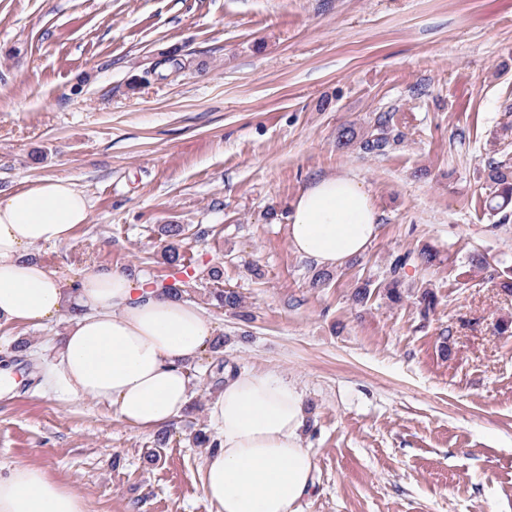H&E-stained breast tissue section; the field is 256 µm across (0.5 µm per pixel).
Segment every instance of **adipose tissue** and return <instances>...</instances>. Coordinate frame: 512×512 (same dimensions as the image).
<instances>
[{"instance_id": "1", "label": "adipose tissue", "mask_w": 512, "mask_h": 512, "mask_svg": "<svg viewBox=\"0 0 512 512\" xmlns=\"http://www.w3.org/2000/svg\"><path fill=\"white\" fill-rule=\"evenodd\" d=\"M90 201L73 183L48 178L0 198V321L47 324L71 318L53 367L73 397L107 403L134 428L181 418L191 395L189 367L215 335L197 305L159 289L135 290L118 268L86 272L67 287L27 259L38 245L68 242L87 223ZM292 249L333 269L362 255L376 238L379 213L349 175L309 183L279 215ZM218 446L204 461L203 494L213 512H295L314 485L315 457L305 447L304 400L270 373L227 377L208 408ZM0 512H86L83 498L36 465L0 474Z\"/></svg>"}]
</instances>
